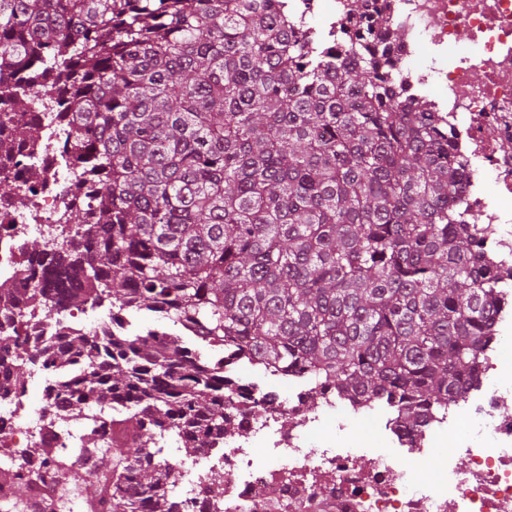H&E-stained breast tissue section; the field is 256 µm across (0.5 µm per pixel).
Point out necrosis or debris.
<instances>
[{
  "instance_id": "necrosis-or-debris-1",
  "label": "necrosis or debris",
  "mask_w": 512,
  "mask_h": 512,
  "mask_svg": "<svg viewBox=\"0 0 512 512\" xmlns=\"http://www.w3.org/2000/svg\"><path fill=\"white\" fill-rule=\"evenodd\" d=\"M400 34L398 76L426 100L442 122L455 127L457 153L468 173L466 197L482 229L483 247L503 272L512 271V0H381ZM324 12L329 28L347 23L350 0H288L289 22ZM425 67L410 68L411 59ZM45 177L32 193V210L12 212L0 224V277L37 272L23 253L33 236L58 241L74 232L63 218L78 200L75 165L64 155L53 128L41 141ZM494 191H487L486 182ZM32 337L49 339L79 327L54 309L21 311ZM224 375L232 392L231 433L222 458L203 451L174 462V481L184 488L186 512H215L200 505L196 488L215 474L224 478V512H268L265 488L284 486V501L330 503L332 512H512V362L489 356L468 408L456 417L430 420L421 435L400 431L380 404L354 403L323 389L312 400L305 373L284 372L259 358L228 360ZM10 416L1 448H36L43 441L70 451L76 437L68 412L43 403L32 409L0 406ZM368 420L381 437L371 440L347 422ZM457 440L459 457L433 458L440 438ZM435 479H416L423 466Z\"/></svg>"
}]
</instances>
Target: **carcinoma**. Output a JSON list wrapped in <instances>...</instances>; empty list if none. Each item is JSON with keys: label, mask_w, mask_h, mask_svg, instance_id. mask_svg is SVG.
Instances as JSON below:
<instances>
[{"label": "carcinoma", "mask_w": 512, "mask_h": 512, "mask_svg": "<svg viewBox=\"0 0 512 512\" xmlns=\"http://www.w3.org/2000/svg\"><path fill=\"white\" fill-rule=\"evenodd\" d=\"M399 42L378 0L317 42L276 0H0V198L26 206L42 172L38 103L71 114L61 148L83 194L73 238L25 244L40 273L0 280V401L39 356L64 377L47 400L89 401L82 451L17 448L0 486L19 512L39 486H95L102 512H182L166 445L224 447V366L182 335L127 329L130 310L213 347L306 371L385 404L408 434L465 400L508 284L465 198L455 127L396 81ZM109 302L112 330L64 332L24 356L23 304ZM118 455L112 461V455ZM203 498L224 499V478Z\"/></svg>", "instance_id": "cac0c4a2"}]
</instances>
